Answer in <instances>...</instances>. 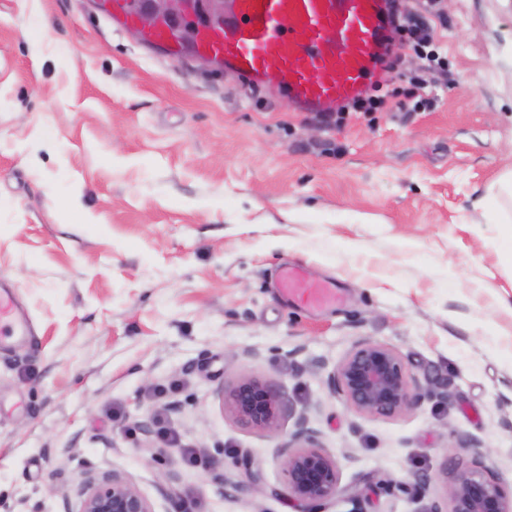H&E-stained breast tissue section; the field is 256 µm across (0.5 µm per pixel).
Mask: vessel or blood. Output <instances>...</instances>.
Here are the masks:
<instances>
[{
    "mask_svg": "<svg viewBox=\"0 0 512 512\" xmlns=\"http://www.w3.org/2000/svg\"><path fill=\"white\" fill-rule=\"evenodd\" d=\"M112 22L135 31L142 43L179 47L167 24L138 29L124 0H112ZM386 0H226L224 27L200 28L195 46L210 52L242 88L276 84L305 112H333L363 95L383 71ZM282 290L319 306L336 299L335 289L308 283L284 267Z\"/></svg>",
    "mask_w": 512,
    "mask_h": 512,
    "instance_id": "obj_1",
    "label": "vessel or blood"
}]
</instances>
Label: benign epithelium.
Wrapping results in <instances>:
<instances>
[{"label": "benign epithelium", "mask_w": 512, "mask_h": 512, "mask_svg": "<svg viewBox=\"0 0 512 512\" xmlns=\"http://www.w3.org/2000/svg\"><path fill=\"white\" fill-rule=\"evenodd\" d=\"M225 0H132L140 26L162 21L181 25L191 14L205 26L224 24ZM417 380L394 348L371 340L358 342L329 375L332 394L361 415L393 418L420 400ZM224 408L242 428L276 434L291 408L280 388L252 375L240 377L222 392ZM282 460L283 482L299 502H324L341 494L340 465L318 444L308 418L301 414ZM78 512H154L150 500L121 472H86L78 485ZM447 512H512L500 482L482 462L459 467L447 490Z\"/></svg>", "instance_id": "1"}]
</instances>
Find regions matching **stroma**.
Instances as JSON below:
<instances>
[{
    "instance_id": "1",
    "label": "stroma",
    "mask_w": 512,
    "mask_h": 512,
    "mask_svg": "<svg viewBox=\"0 0 512 512\" xmlns=\"http://www.w3.org/2000/svg\"><path fill=\"white\" fill-rule=\"evenodd\" d=\"M435 10L424 91L327 127L143 48L96 0H0V290L27 327L0 333V512H65L112 470L155 512H431L475 461L512 491V0ZM286 264L335 304L283 297ZM364 339L414 373L412 411L332 394ZM245 374L306 412L337 499L289 497L293 420L225 412Z\"/></svg>"
}]
</instances>
